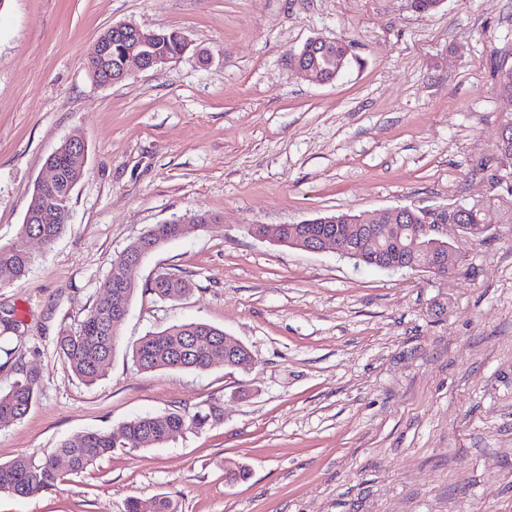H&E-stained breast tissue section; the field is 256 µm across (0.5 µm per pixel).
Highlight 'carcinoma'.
<instances>
[{"label": "carcinoma", "instance_id": "obj_1", "mask_svg": "<svg viewBox=\"0 0 512 512\" xmlns=\"http://www.w3.org/2000/svg\"><path fill=\"white\" fill-rule=\"evenodd\" d=\"M184 42L177 31L167 32V37L152 44L150 52L157 54H178ZM342 54V44L326 49L318 48L316 53L306 56L311 73L317 76L339 74L338 58ZM492 77L501 103V126L506 136L494 145L493 155L503 164L512 167V66L499 65L494 68ZM51 162L60 169V181L54 187L56 196L70 197L72 190L81 180L83 172L74 167L67 158L55 157ZM507 195L490 198L485 202L465 204L462 223L474 227L488 224L512 223V185L506 186ZM68 221L58 208L47 213L32 212L30 223L21 225L17 241L0 246V287L21 281L30 270L33 257L26 247L25 239L39 237L47 244L53 243L64 231ZM176 220L159 224L151 230L153 242L160 246L177 237ZM390 250L389 261L393 264L409 262L422 256L432 248L431 239L423 235L414 237V232L397 226L391 235L390 243L372 242ZM126 303H131L136 288L123 284L120 266L111 268L100 285L99 295L83 320L74 329L65 330L56 338V348L73 373L87 384L94 383L100 376V367L114 353L117 336L112 329V294L116 286ZM189 283L163 272L153 279L148 291L163 300L186 293ZM224 352V330L203 322H185L169 326L159 332H148L140 339L132 351L133 364L143 371L174 369L203 372L212 366V353ZM18 378L10 390L0 393V424L23 419L30 410L40 385L39 372L23 362H15ZM217 408L209 406L186 416L169 413L162 416H141L126 422L122 433L127 448H149L162 446L176 439L187 430H203L218 420ZM116 448L113 435L104 431L87 433L79 444L62 441L54 454L43 459H35L20 454L0 463V493L18 497H31L55 487L61 481L62 473L55 464V458L67 460L68 472L80 474L97 461L112 456ZM125 512H177L174 503L167 497L155 496L149 500L131 498L126 503Z\"/></svg>", "mask_w": 512, "mask_h": 512}]
</instances>
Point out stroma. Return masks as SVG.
Listing matches in <instances>:
<instances>
[{
	"mask_svg": "<svg viewBox=\"0 0 512 512\" xmlns=\"http://www.w3.org/2000/svg\"><path fill=\"white\" fill-rule=\"evenodd\" d=\"M176 30L185 53L99 86L86 63L112 25ZM344 40L349 67L310 82L289 63ZM512 65V0H5L0 5V244L14 241L45 162L86 145L70 220L27 242V276L0 288L19 330L0 352L38 368L27 415L0 425V462L54 453L142 415L220 418L154 448H116L0 512H512V224L483 242L448 230L442 278L383 271L251 235L327 214L486 200L500 126L493 63ZM207 224L194 223L196 215ZM185 230L134 271L112 359L78 380L55 338L76 327L115 260L155 225ZM168 272L190 290L148 292ZM201 321L253 355L245 369L141 371L150 331ZM246 467L230 483L226 470ZM125 512H177L174 503L164 496H155L149 500L130 498Z\"/></svg>",
	"mask_w": 512,
	"mask_h": 512,
	"instance_id": "obj_1",
	"label": "stroma"
}]
</instances>
